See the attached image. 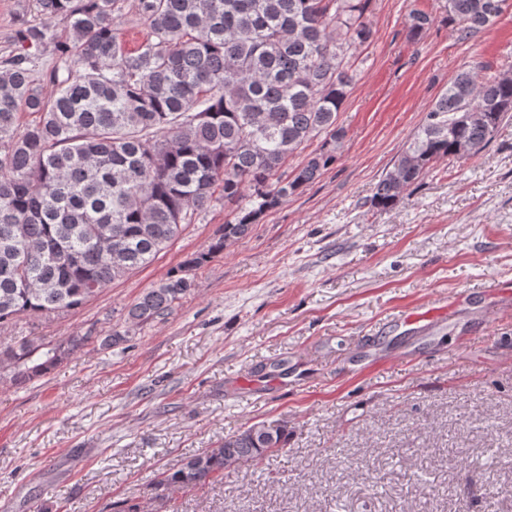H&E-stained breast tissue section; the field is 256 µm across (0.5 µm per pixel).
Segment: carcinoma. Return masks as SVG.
<instances>
[{
    "label": "carcinoma",
    "mask_w": 512,
    "mask_h": 512,
    "mask_svg": "<svg viewBox=\"0 0 512 512\" xmlns=\"http://www.w3.org/2000/svg\"><path fill=\"white\" fill-rule=\"evenodd\" d=\"M133 2L148 31L134 49L118 27ZM20 49L0 60V323L76 309L151 264L183 225L224 201L232 218L127 310L139 325L166 315L195 287L193 271L336 162L346 136L337 114L373 39L369 0H36ZM492 0H446L466 41L501 11ZM66 23L60 31L51 21ZM433 18L413 8L408 37ZM53 46L43 70L29 49ZM461 68L374 186L372 209L394 207L434 163L479 155L512 113V74ZM52 86L47 94L41 88ZM320 148L291 175L288 159ZM103 338L56 347L0 346L16 380L47 374ZM288 443V427L253 424L160 473L157 487L193 490L224 480Z\"/></svg>",
    "instance_id": "obj_1"
}]
</instances>
